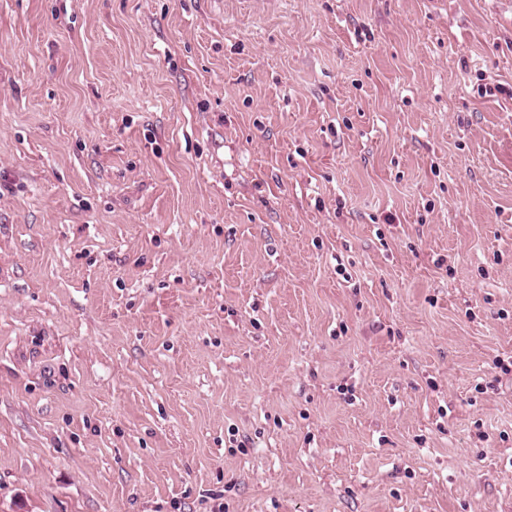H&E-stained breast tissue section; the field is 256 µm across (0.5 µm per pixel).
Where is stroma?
<instances>
[{
    "mask_svg": "<svg viewBox=\"0 0 512 512\" xmlns=\"http://www.w3.org/2000/svg\"><path fill=\"white\" fill-rule=\"evenodd\" d=\"M512 0H0V512H512Z\"/></svg>",
    "mask_w": 512,
    "mask_h": 512,
    "instance_id": "obj_1",
    "label": "stroma"
}]
</instances>
